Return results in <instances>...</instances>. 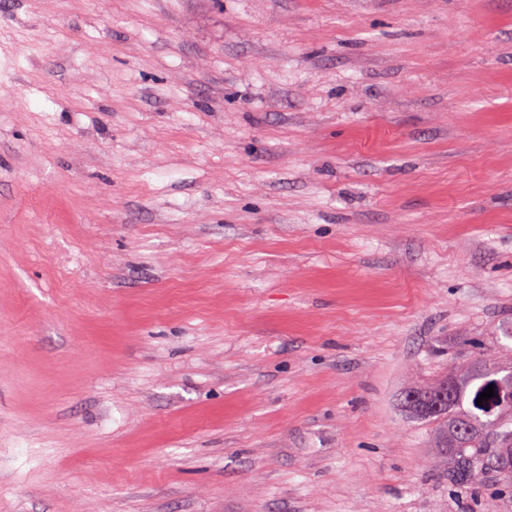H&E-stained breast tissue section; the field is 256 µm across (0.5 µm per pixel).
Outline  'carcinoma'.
Listing matches in <instances>:
<instances>
[{"label":"carcinoma","mask_w":512,"mask_h":512,"mask_svg":"<svg viewBox=\"0 0 512 512\" xmlns=\"http://www.w3.org/2000/svg\"><path fill=\"white\" fill-rule=\"evenodd\" d=\"M503 367L490 352L474 353L461 371H452L434 383L416 387L404 396L409 409L422 418L436 422L439 428L438 447L448 453L452 467L449 480L460 487H474L491 471L489 463L496 455L512 450V403L500 401L499 391L512 385V377H498L493 367ZM449 385L447 400L434 407L435 390ZM494 397L477 405L476 400L489 385ZM460 425L470 428L467 444L456 440Z\"/></svg>","instance_id":"obj_1"}]
</instances>
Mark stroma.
<instances>
[{
	"label": "stroma",
	"instance_id": "1",
	"mask_svg": "<svg viewBox=\"0 0 512 512\" xmlns=\"http://www.w3.org/2000/svg\"><path fill=\"white\" fill-rule=\"evenodd\" d=\"M509 328L512 0H0V512H512ZM507 368L487 351L474 352L467 366L424 387H416L404 396L409 409L422 418L433 420L439 428L438 448L448 453L452 467L449 480L460 487L479 485L491 470L489 463L497 456L494 467L502 473L512 472V403L500 401L499 391L512 385V377L499 378L493 367ZM449 385L447 400L436 409L435 390ZM494 384V397L478 406L476 400L489 385ZM459 425L471 430L467 444L459 445Z\"/></svg>",
	"mask_w": 512,
	"mask_h": 512
}]
</instances>
